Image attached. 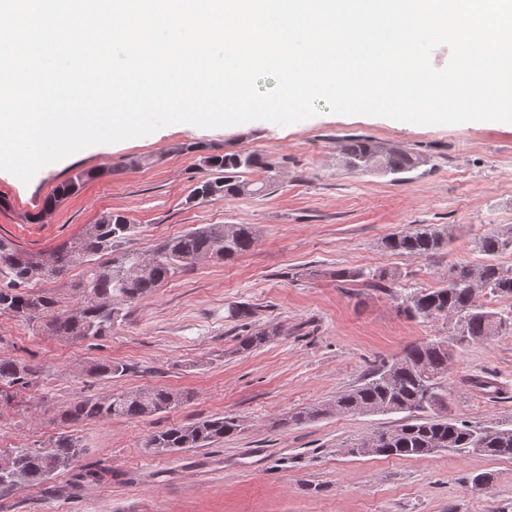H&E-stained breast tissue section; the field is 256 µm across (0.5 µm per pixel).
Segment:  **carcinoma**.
I'll return each instance as SVG.
<instances>
[{
  "instance_id": "1",
  "label": "carcinoma",
  "mask_w": 512,
  "mask_h": 512,
  "mask_svg": "<svg viewBox=\"0 0 512 512\" xmlns=\"http://www.w3.org/2000/svg\"><path fill=\"white\" fill-rule=\"evenodd\" d=\"M346 165L353 171L369 167L386 175H400L417 169L426 159L398 147H385L369 141L350 139L339 146ZM205 164L221 176L196 183V199L213 196L237 198L259 194L272 185V166L259 155L246 152L213 154ZM135 232L122 214L108 213L88 225L80 237L56 248L48 258L22 251L11 241L0 238V314H7L52 336L83 340L104 336L125 317V306L150 293L182 269L202 259H230L250 250L257 232L252 224L206 225L192 228L154 247L156 259L148 271L132 270L138 251L126 247ZM444 237L428 228H407L389 235L388 249L399 254L428 257L445 246ZM512 247V232L492 231L479 241V248L493 256ZM76 264L85 265L80 302L70 311L57 308L47 294H34L24 288L36 280H54ZM485 292L496 297H512V269L494 263L459 264L448 271V284L405 296L404 313L413 319L454 323L458 344L479 342L512 326V320L498 315L478 301ZM279 335L276 329H260L240 342L243 351L257 349ZM448 341L438 339L411 345L390 363L372 369L364 382L311 411H296L288 423L298 425L335 413L390 414L405 417L394 428L375 433L384 440L377 455L397 459L428 455L438 448H456L495 458L512 459V429H486L456 418L434 414L446 405L445 378ZM127 366L110 361L88 367L90 375L110 378L122 375ZM36 376L29 365L9 357L0 358V385L26 387ZM182 402L181 395L164 388L112 393L103 397H81L61 415L65 423L107 420L112 417L136 419L169 411ZM232 417H218L191 425L172 426L151 434L146 447L155 454H168L203 448L238 431ZM80 445L76 438L61 434L47 449L16 448L8 457L11 466L0 467V492L20 483L39 486L58 471L76 463Z\"/></svg>"
}]
</instances>
